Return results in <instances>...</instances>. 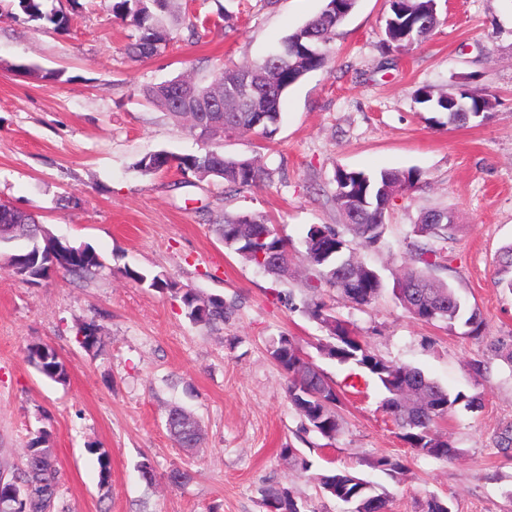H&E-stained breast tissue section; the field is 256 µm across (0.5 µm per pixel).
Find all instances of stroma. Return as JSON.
I'll list each match as a JSON object with an SVG mask.
<instances>
[{
	"label": "stroma",
	"instance_id": "stroma-1",
	"mask_svg": "<svg viewBox=\"0 0 512 512\" xmlns=\"http://www.w3.org/2000/svg\"><path fill=\"white\" fill-rule=\"evenodd\" d=\"M325 0H180L199 16L198 41L174 27L160 55L130 59V26L109 0H45L70 18L69 29L13 12L0 0V201L33 211L58 237L91 245L105 267L94 280L57 275L37 285L0 270V460L19 465L31 433L52 430L62 472L55 512H266L262 491L292 490L308 512H348L323 497L314 479L347 469L386 492L389 512H421L431 496L452 512H512V292L497 287L495 260L512 243V0H438L440 23L424 42L383 49L386 0H358L329 45V63L285 97L274 139L259 132L225 137L226 155L260 160L270 181L239 191L214 180L186 181L175 168L145 175L144 155L199 152L202 144L140 90L179 74L209 82L223 65L256 61L320 12ZM233 15L223 21L222 11ZM496 99L483 120L438 125L415 99L424 85L454 89L459 78ZM418 169L417 187L387 214L380 243L361 258L384 280L409 261L414 227L432 207L451 211L459 229L434 277L478 308L485 326L426 324L391 292L356 307L331 288L322 299L351 322L368 348L419 368L448 388L478 396L437 426L459 450L438 460L416 455L382 407L377 383L324 358L326 333L280 292L304 297L305 235L342 225L331 200L336 167ZM269 219L293 251L287 279L245 263L217 232L224 215ZM133 268L170 280L150 288L124 275ZM224 297L234 312L222 329L186 317L179 289ZM95 321L102 346L86 352L76 326ZM288 335L341 389V429L332 442L300 433L286 377L270 354ZM33 342L51 344L70 367L52 382L26 361ZM482 364L475 373L474 364ZM187 408L202 434L180 448L165 428L168 410ZM298 448L302 464L281 456ZM108 450L111 478L100 485L96 449ZM401 458L402 474L374 469ZM150 460L154 483L138 466ZM188 470L174 487L167 473Z\"/></svg>",
	"mask_w": 512,
	"mask_h": 512
}]
</instances>
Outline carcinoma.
I'll return each mask as SVG.
<instances>
[{
	"label": "carcinoma",
	"mask_w": 512,
	"mask_h": 512,
	"mask_svg": "<svg viewBox=\"0 0 512 512\" xmlns=\"http://www.w3.org/2000/svg\"><path fill=\"white\" fill-rule=\"evenodd\" d=\"M174 0H111L114 17L129 22L133 32L126 46L134 59H148L159 54L170 41V25L177 20ZM357 0H337L336 8H324L314 17L284 36L279 45L287 54L279 62L264 66L265 59L243 63L218 70L206 85H197L198 92L209 96L224 94V111L214 113L215 120L224 123V134L244 131L259 123L264 137H272L278 128L281 107L286 93L308 73L325 67L329 61L328 44L336 28L350 15ZM17 7L31 21L46 20L53 29L63 32L69 19L61 11L43 10V0H17ZM439 24L436 0H389V12L384 20V43L393 49L410 40L427 39ZM141 94L157 109L183 125L193 136L211 141L204 129L188 122L187 113L172 106L165 83L146 85ZM469 111H453L454 103L448 93L435 91L424 85L417 90V102L427 112H434L448 124H466L485 118L496 104L495 96L474 92L465 97ZM184 174L199 179L213 178L236 190L255 186L268 178L269 173L247 159L224 156L218 146H209L196 154L176 157ZM421 180V172L384 169L376 173L337 168L333 181V200L345 219L353 238L368 248L379 243L386 225V215L394 198L413 189ZM438 214L430 210L421 215L416 225L419 240L411 244L413 266L397 274L394 285L402 288L399 302L416 319L427 323L469 328L479 335L484 320L476 309L467 307L455 288L429 274L440 256V245L448 242L456 224L446 218L441 223L430 222ZM265 220L255 216L244 224L241 215H226L218 231L224 243L243 261L260 266L258 253L269 250L271 243L280 245L282 264L272 272L274 276L288 273L291 261L285 241L278 235L266 239L259 237ZM47 230L39 216L26 214L11 236L8 248L0 252V269L12 277L24 266L26 282L35 284L60 272L78 279H93L101 274L103 262L94 248L73 246L59 251L54 257L46 255L43 234ZM304 259L312 276L306 287L315 292L320 288H334L355 305H368L375 301L384 288L378 271L360 260L351 241L331 225L312 226L305 237ZM127 278L151 288H167L169 284L158 275L135 269L124 270ZM496 284L512 292V246L506 248L496 270ZM285 307H300L308 316L326 329L325 342L320 353L342 365H354L372 376L384 394L382 404L400 430L401 439L415 452L439 460L456 455L448 437L434 429L435 423L446 417L456 405H479V398L462 392L453 394L422 371L407 365H390L373 354L366 342L348 324L338 319L325 302L316 297L294 303L290 294L280 297ZM180 301L186 317L198 326L217 329L228 320L231 306L219 296H204L193 289L181 291ZM79 344L95 353L100 346L99 328L95 322H84L78 327ZM272 358L287 375L288 398L301 418L303 431H314L332 440L340 430L338 408L340 395L318 365L303 358L300 349L288 336H280L271 347ZM26 361L38 373L56 383L64 384L69 378L68 366L56 349L43 342L27 347ZM168 431L182 448H195L201 438L185 432L178 423ZM52 432L47 427L38 429L28 441L24 455L34 460L4 470L0 483V505L5 512H53L59 496L61 471L51 446ZM324 495L351 505L349 512H370L374 503L387 507V500L376 492L368 480L345 469L327 470L316 477ZM263 505L278 512H301L288 487L275 484L263 490Z\"/></svg>",
	"instance_id": "1"
}]
</instances>
